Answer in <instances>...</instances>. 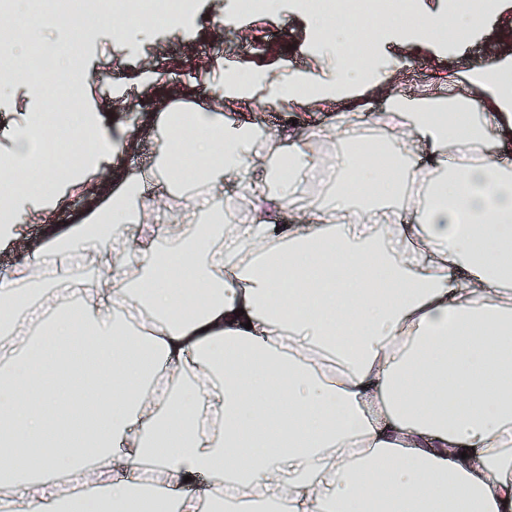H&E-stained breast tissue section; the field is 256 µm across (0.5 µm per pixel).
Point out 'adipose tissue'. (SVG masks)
Listing matches in <instances>:
<instances>
[{"label":"adipose tissue","instance_id":"adipose-tissue-1","mask_svg":"<svg viewBox=\"0 0 512 512\" xmlns=\"http://www.w3.org/2000/svg\"><path fill=\"white\" fill-rule=\"evenodd\" d=\"M492 17L512 26L506 0L415 26L466 41ZM312 25L324 50L287 91L232 68L190 125L144 116L158 146L131 178L113 163L139 139L96 114L0 128L8 167L40 176L0 180V242L41 228L0 268V512H512V56L376 113L410 27L352 81L345 42ZM247 96L323 117L225 125ZM72 135L101 145L57 158ZM338 136L333 185L299 199ZM76 192L86 211L54 224Z\"/></svg>","mask_w":512,"mask_h":512}]
</instances>
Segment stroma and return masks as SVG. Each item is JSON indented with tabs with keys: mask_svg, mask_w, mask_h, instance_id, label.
Wrapping results in <instances>:
<instances>
[{
	"mask_svg": "<svg viewBox=\"0 0 512 512\" xmlns=\"http://www.w3.org/2000/svg\"><path fill=\"white\" fill-rule=\"evenodd\" d=\"M194 2L190 21L174 32L157 25L118 41L103 26L95 40L89 41L78 26H70L80 53L79 71L87 77L81 108L130 127L141 114L163 104L176 101L191 109L200 107L219 86L224 66L242 70L275 92L287 87L320 47L315 31L306 28L307 12L297 9L295 0H280L278 12L261 14L242 10L239 0ZM225 15L232 17L233 24L223 29L219 19ZM504 35L497 27L475 32L459 54L450 53L439 41L415 42L402 66L391 72L374 97L375 111L387 110L392 93L418 96L433 83L438 60L452 66L487 62L484 43L502 42ZM57 93L49 80L15 85L0 97V127L18 112L51 111ZM224 117L229 124L245 119L271 133L288 124L286 109L261 100L235 105Z\"/></svg>",
	"mask_w": 512,
	"mask_h": 512,
	"instance_id": "stroma-1",
	"label": "stroma"
}]
</instances>
